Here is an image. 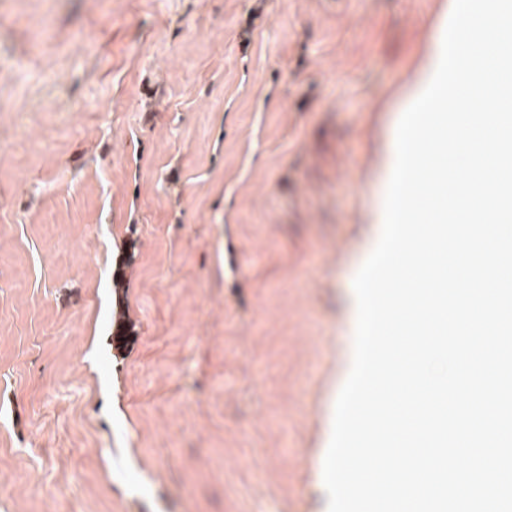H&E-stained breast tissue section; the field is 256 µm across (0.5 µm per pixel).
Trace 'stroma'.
Returning <instances> with one entry per match:
<instances>
[{
	"label": "stroma",
	"mask_w": 512,
	"mask_h": 512,
	"mask_svg": "<svg viewBox=\"0 0 512 512\" xmlns=\"http://www.w3.org/2000/svg\"><path fill=\"white\" fill-rule=\"evenodd\" d=\"M443 2L0 0V512H327Z\"/></svg>",
	"instance_id": "1"
}]
</instances>
